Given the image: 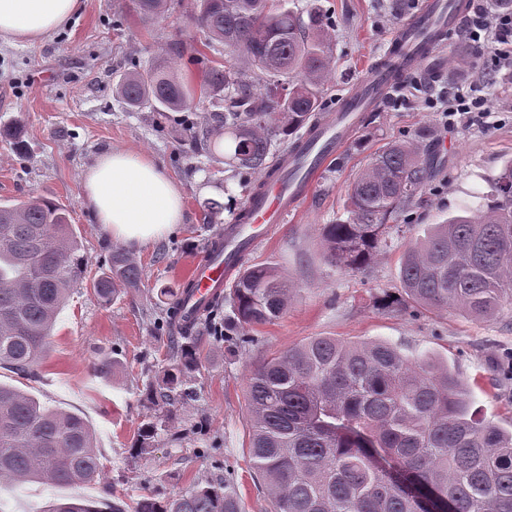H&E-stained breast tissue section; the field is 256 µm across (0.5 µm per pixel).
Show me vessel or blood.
I'll use <instances>...</instances> for the list:
<instances>
[{"mask_svg": "<svg viewBox=\"0 0 512 512\" xmlns=\"http://www.w3.org/2000/svg\"><path fill=\"white\" fill-rule=\"evenodd\" d=\"M466 11L460 0H422L420 8L395 30L393 52L362 73L318 126L307 131L296 149L280 159L276 171L267 173L265 192L253 194L242 205L237 219L224 228L225 240L251 251L264 242V225L285 223L338 155L332 131L354 113L376 111L401 78L423 67L440 51ZM233 271L232 254L220 256L205 248L189 276L194 291L180 300L183 312L189 315L203 308Z\"/></svg>", "mask_w": 512, "mask_h": 512, "instance_id": "vessel-or-blood-1", "label": "vessel or blood"}]
</instances>
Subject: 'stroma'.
Returning <instances> with one entry per match:
<instances>
[{"label": "stroma", "mask_w": 512, "mask_h": 512, "mask_svg": "<svg viewBox=\"0 0 512 512\" xmlns=\"http://www.w3.org/2000/svg\"><path fill=\"white\" fill-rule=\"evenodd\" d=\"M459 29L439 52L466 65L426 78L413 72L374 112L364 113L341 154L322 174L301 210L277 225L248 266L268 265L296 281L299 291L272 323L250 328L253 341L236 333H198L199 364L187 374L195 400L153 399L150 384L170 365L171 331L162 328L197 257L230 223L260 175L225 164L224 155L199 142L203 122L222 93L196 95L180 112L130 108L118 93L123 74L149 66L171 44L184 52L176 62L183 78L199 83L207 65L223 66V52L205 48L194 0H168L163 14L142 21L133 0H83L72 21L40 41L0 40V123L22 128L28 149L16 153L0 138V205L47 198L67 208L87 262L50 337L48 356L29 372L0 368V383L34 396L42 405L83 417L90 425L104 479L77 488L40 483L0 484V512H47L52 502L77 495L135 506L143 497H172L199 483L228 482L242 512H270L263 484L247 461L249 415L246 376L272 354L312 336L351 341L382 340L405 354L431 353L454 365L469 389L472 410L512 426V310L489 321L459 313L406 306L400 256L409 241L483 205L491 182L512 162V68L495 62L493 31L479 41L470 33L478 19H492L493 0H468ZM288 8H317L328 22L333 72L324 86L322 111L347 94L362 68L379 62L415 0H286ZM478 98L483 111L450 115L459 98ZM436 129L433 181L393 216L378 259L346 271L325 257L320 228L345 220L348 185L372 154L388 143ZM112 149L147 155L181 186L182 224L154 245L134 251L137 287L101 303L94 281L119 243L104 233L81 203V173ZM215 200L222 209L208 215ZM109 371H99L102 361ZM157 421L150 447L137 445L141 426Z\"/></svg>", "instance_id": "obj_1"}]
</instances>
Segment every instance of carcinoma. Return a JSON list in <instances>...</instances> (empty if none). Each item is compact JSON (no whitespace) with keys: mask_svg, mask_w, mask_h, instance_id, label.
Returning a JSON list of instances; mask_svg holds the SVG:
<instances>
[{"mask_svg":"<svg viewBox=\"0 0 512 512\" xmlns=\"http://www.w3.org/2000/svg\"><path fill=\"white\" fill-rule=\"evenodd\" d=\"M206 46L231 53L209 67L199 86L160 58L125 75L126 102L180 112L196 91H224V110L195 128L197 139L223 145L224 162L261 171L271 137L294 135L321 102L332 55L324 22L269 0H199ZM144 21L164 0H135ZM283 81L264 94L246 69ZM0 137L22 152L20 127ZM419 142H394L374 153L349 184L344 222L325 224L321 242L331 264L358 271L373 264L388 220L428 186L433 161ZM68 211L43 198L0 206V366L29 371L46 351L56 318L85 272ZM405 302L452 309L489 320L512 306V163L495 179L488 202L461 213L406 248L400 262ZM139 282L137 263L112 251L109 271L93 285L112 302ZM295 288L269 266H251L229 289L233 326L271 323ZM160 397H197L184 376L197 367L196 338L178 326ZM251 469L262 479L273 512H420L435 493L456 512H512V430L471 412L467 384L446 362L411 359L379 340L313 336L268 357L246 378ZM104 477L93 433L79 416L41 406L0 383V483L69 487ZM47 512H104L81 499L54 502ZM135 512H240L227 484L206 483L176 497H146Z\"/></svg>","mask_w":512,"mask_h":512,"instance_id":"obj_1","label":"carcinoma"}]
</instances>
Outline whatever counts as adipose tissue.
Masks as SVG:
<instances>
[{"label": "adipose tissue", "mask_w": 512, "mask_h": 512, "mask_svg": "<svg viewBox=\"0 0 512 512\" xmlns=\"http://www.w3.org/2000/svg\"><path fill=\"white\" fill-rule=\"evenodd\" d=\"M81 0H0V38L35 42L68 23ZM83 206L114 240L144 247L183 221L177 181L151 158L113 149L82 173Z\"/></svg>", "instance_id": "ef3b65f1"}]
</instances>
